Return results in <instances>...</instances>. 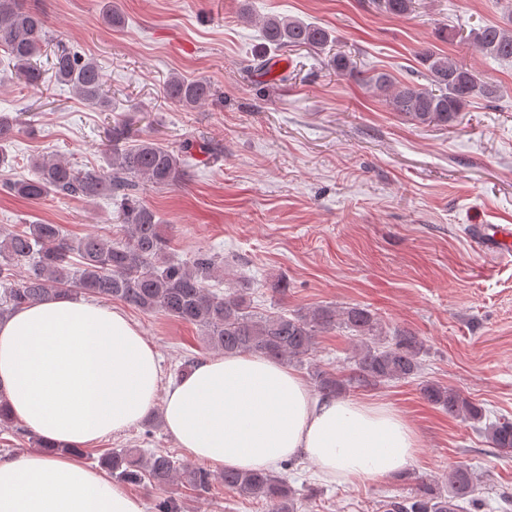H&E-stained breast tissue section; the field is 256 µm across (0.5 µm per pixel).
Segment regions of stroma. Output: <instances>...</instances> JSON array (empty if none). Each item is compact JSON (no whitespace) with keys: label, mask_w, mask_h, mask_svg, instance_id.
Masks as SVG:
<instances>
[{"label":"stroma","mask_w":512,"mask_h":512,"mask_svg":"<svg viewBox=\"0 0 512 512\" xmlns=\"http://www.w3.org/2000/svg\"><path fill=\"white\" fill-rule=\"evenodd\" d=\"M125 17L107 26L106 4ZM247 5L251 21L239 17ZM48 20L53 42L93 57L112 109L102 112L57 83L52 44L42 52L41 84L0 88V112L30 111L33 131L9 149L11 174L28 175L31 160L64 158L78 167L104 163L114 115L132 120L129 144L150 137L189 148L195 175L186 184L147 190L143 201L166 226L169 257L189 261L208 250L222 255L215 287L250 284L257 311L359 304L375 311L386 331L408 330L426 343L421 376L366 388L349 397L391 403L415 427L421 444L412 478L336 484L294 461L285 475L301 512H386L407 494L414 475L445 484L463 463L482 486L512 492V458H502L471 424L426 403L420 383L438 381L478 404L486 421L512 420V261H495L468 237L475 224H512V61L483 57L468 34L508 25L495 0H416L399 18L371 0H26ZM287 15L332 30L335 50L350 54L362 74L420 80L419 54L432 48L470 64L498 85L500 98L474 100L452 126H418L391 112L378 92L328 65V53L284 50L288 79L250 72L261 42L260 22ZM460 37L437 40L436 28ZM203 78L214 89L206 105L186 110L168 100L172 74ZM116 204L51 197L31 203L0 186V226L58 224L71 236L119 239ZM287 284L279 293V284ZM159 354L165 380L186 360L211 356L195 327L146 314L115 300ZM356 337L322 333L297 371L348 368ZM189 456L165 431L161 415L102 438L82 451L97 464L108 451ZM147 505L168 496L181 512H264L213 481L200 491L183 481L159 490L128 485Z\"/></svg>","instance_id":"stroma-1"}]
</instances>
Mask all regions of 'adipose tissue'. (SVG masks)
Here are the masks:
<instances>
[{"label": "adipose tissue", "mask_w": 512, "mask_h": 512, "mask_svg": "<svg viewBox=\"0 0 512 512\" xmlns=\"http://www.w3.org/2000/svg\"><path fill=\"white\" fill-rule=\"evenodd\" d=\"M0 399L27 430L64 448L0 456V512H146L78 452L157 405L188 455L239 471L298 459L324 480L349 484L406 472L420 446L390 404L316 396L267 357H210L163 384L158 354L136 324L70 295L0 322Z\"/></svg>", "instance_id": "adipose-tissue-1"}]
</instances>
